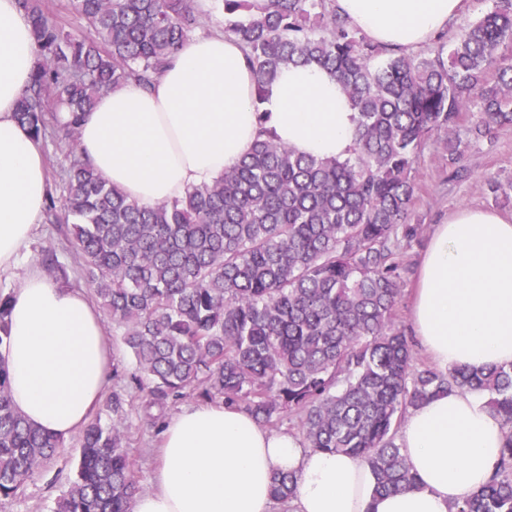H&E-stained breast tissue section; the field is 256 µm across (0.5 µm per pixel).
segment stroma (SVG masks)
<instances>
[{
    "label": "stroma",
    "mask_w": 512,
    "mask_h": 512,
    "mask_svg": "<svg viewBox=\"0 0 512 512\" xmlns=\"http://www.w3.org/2000/svg\"><path fill=\"white\" fill-rule=\"evenodd\" d=\"M48 165L49 195L61 198L66 171L71 159L61 130H54L41 143ZM461 164L468 171L466 179L452 181L448 178V166L444 153L436 148H427L417 163L416 183L418 189L414 206L408 221L421 225L418 242L406 251L412 263H419L426 249L435 224L447 217L448 213L462 205L481 207L512 217V204L502 205L487 195L483 178L487 175L498 177L503 183H512V126L497 131L493 141L471 145L464 153ZM53 249L65 266L64 273L53 274L55 283L63 287H87L73 244L64 236L58 224L39 221L26 262L36 261L41 250ZM114 356L120 375L109 378V386H124L133 407L128 412V448L137 463V476L144 486H151L156 466L155 445L159 434L144 418V394L134 378L132 358L118 332H110ZM78 437L64 441L61 452L43 469L32 482L21 500L0 498V512H52L55 500L66 490L80 457Z\"/></svg>",
    "instance_id": "obj_1"
}]
</instances>
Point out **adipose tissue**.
I'll return each mask as SVG.
<instances>
[{"label":"adipose tissue","mask_w":512,"mask_h":512,"mask_svg":"<svg viewBox=\"0 0 512 512\" xmlns=\"http://www.w3.org/2000/svg\"><path fill=\"white\" fill-rule=\"evenodd\" d=\"M375 43L414 50L447 29L461 0H336ZM36 62L18 0H0V278L12 280L0 368L16 411L66 440L89 420L112 350L88 294L22 269L44 209L38 140L15 117ZM256 76L237 40L191 38L152 90L122 85L81 123L78 150L130 200L155 205L211 183L253 146L260 129L316 158L350 155L358 114L335 77L291 65L255 104ZM413 328L436 369L512 365V219L469 206L435 225L421 259ZM507 429L476 393L432 397L403 420L397 443L418 482L379 495L360 458L317 451L221 404L181 408L167 423L152 490L132 512H271L275 473L298 477L291 512H453L486 484Z\"/></svg>","instance_id":"adipose-tissue-1"}]
</instances>
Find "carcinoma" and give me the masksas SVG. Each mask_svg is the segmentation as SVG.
<instances>
[{
  "label": "carcinoma",
  "instance_id": "1",
  "mask_svg": "<svg viewBox=\"0 0 512 512\" xmlns=\"http://www.w3.org/2000/svg\"><path fill=\"white\" fill-rule=\"evenodd\" d=\"M86 32L65 30L39 0H19L37 44L16 118L37 140L60 128L77 151L79 127L98 98L129 81L148 88L191 37L200 0H69ZM440 34L425 52L367 39L336 0H222V33L242 44L256 74V104L289 65L332 73L358 112L349 157L318 159L266 129L251 151L210 184L141 206L75 156L61 200L65 224L96 299L120 330L146 389L145 412L194 395L275 427L293 414L305 445L361 458L374 492L416 476L396 443L401 422L453 389L481 395L509 429L489 482L455 512H512V365L447 372L414 365L413 338L395 322L412 273L405 249L416 164L430 145L448 175L472 143L512 126V0ZM494 72V80L487 79ZM474 121L460 129L461 116ZM128 395L112 391V421L82 430L74 479L54 512H131L145 492L127 449ZM61 442L11 404L0 369V497L21 498ZM277 473L273 499L295 495Z\"/></svg>",
  "mask_w": 512,
  "mask_h": 512
}]
</instances>
